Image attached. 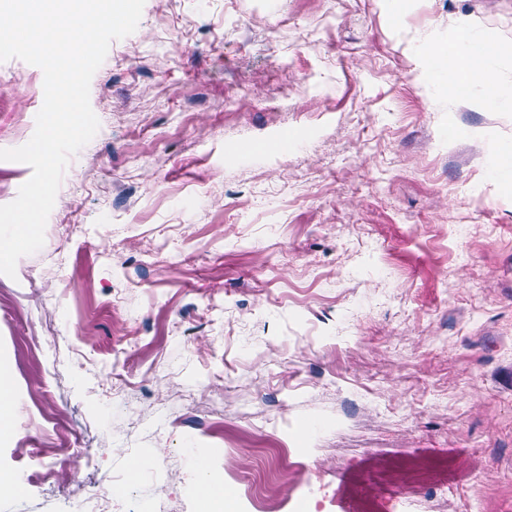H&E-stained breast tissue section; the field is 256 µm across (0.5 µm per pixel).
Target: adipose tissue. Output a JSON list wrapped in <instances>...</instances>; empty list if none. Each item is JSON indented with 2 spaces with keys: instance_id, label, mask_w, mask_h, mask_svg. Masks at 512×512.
<instances>
[{
  "instance_id": "obj_1",
  "label": "adipose tissue",
  "mask_w": 512,
  "mask_h": 512,
  "mask_svg": "<svg viewBox=\"0 0 512 512\" xmlns=\"http://www.w3.org/2000/svg\"><path fill=\"white\" fill-rule=\"evenodd\" d=\"M507 50V45L491 34L475 38L468 31H461L455 43L430 50V69L436 76L435 84L452 99L480 92L485 105L496 108L507 99L508 93L494 78L493 62Z\"/></svg>"
}]
</instances>
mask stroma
<instances>
[{"label": "stroma", "instance_id": "1", "mask_svg": "<svg viewBox=\"0 0 512 512\" xmlns=\"http://www.w3.org/2000/svg\"><path fill=\"white\" fill-rule=\"evenodd\" d=\"M463 26L512 45V0H145L0 274V512H512V104L421 77ZM43 100L0 63V148ZM211 482L204 476L201 478L200 491L205 497V509L208 512H234L230 493L214 494L210 490Z\"/></svg>", "mask_w": 512, "mask_h": 512}]
</instances>
